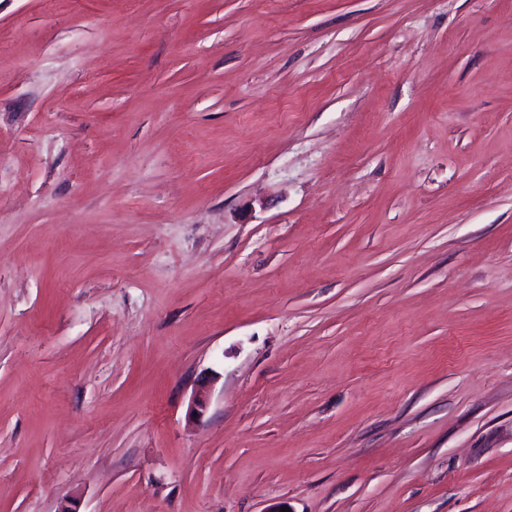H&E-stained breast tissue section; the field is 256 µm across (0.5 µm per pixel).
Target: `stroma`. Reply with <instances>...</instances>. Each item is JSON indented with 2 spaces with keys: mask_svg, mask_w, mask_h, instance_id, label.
<instances>
[{
  "mask_svg": "<svg viewBox=\"0 0 512 512\" xmlns=\"http://www.w3.org/2000/svg\"><path fill=\"white\" fill-rule=\"evenodd\" d=\"M71 503L512 512V0H0V512Z\"/></svg>",
  "mask_w": 512,
  "mask_h": 512,
  "instance_id": "1",
  "label": "stroma"
}]
</instances>
